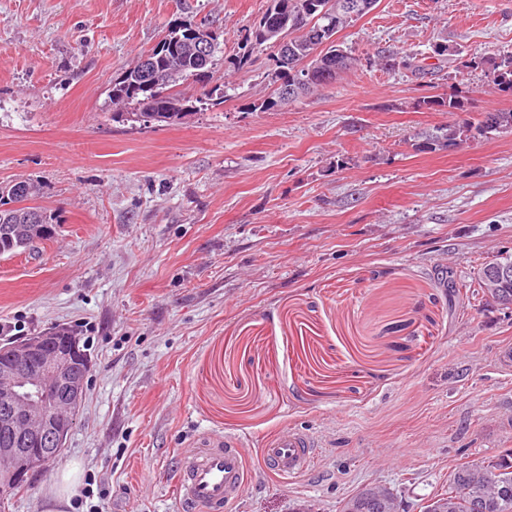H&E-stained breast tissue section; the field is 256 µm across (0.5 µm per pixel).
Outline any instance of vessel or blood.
<instances>
[{"mask_svg":"<svg viewBox=\"0 0 512 512\" xmlns=\"http://www.w3.org/2000/svg\"><path fill=\"white\" fill-rule=\"evenodd\" d=\"M318 443L307 432L286 427L269 437L262 458L277 477L288 482L307 471ZM247 450L230 436H210L181 456L176 500L181 512H223L236 503L248 482Z\"/></svg>","mask_w":512,"mask_h":512,"instance_id":"obj_1","label":"vessel or blood"}]
</instances>
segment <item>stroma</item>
<instances>
[{
	"label": "stroma",
	"instance_id": "1",
	"mask_svg": "<svg viewBox=\"0 0 512 512\" xmlns=\"http://www.w3.org/2000/svg\"><path fill=\"white\" fill-rule=\"evenodd\" d=\"M268 0H0V182L29 180L52 240L0 258V329L71 327L91 360L65 447L4 512H50L62 468L103 512H175L179 457L241 439L251 480L230 512H339L370 483L409 512L459 464L512 448V311L478 270L512 250V130L423 148L456 93L512 110L471 57L512 52V0H378L336 35L356 63L261 109L269 51L230 58ZM224 51L182 83L179 123L116 112L113 81L178 21ZM453 48L454 59L435 45ZM415 54L425 72L377 66ZM319 443L291 483L259 449Z\"/></svg>",
	"mask_w": 512,
	"mask_h": 512
}]
</instances>
